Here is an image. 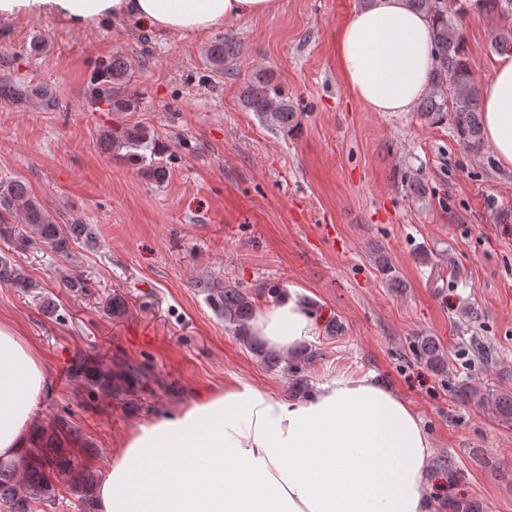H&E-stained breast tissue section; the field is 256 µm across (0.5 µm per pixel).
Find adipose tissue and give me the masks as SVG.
<instances>
[{"label": "adipose tissue", "mask_w": 512, "mask_h": 512, "mask_svg": "<svg viewBox=\"0 0 512 512\" xmlns=\"http://www.w3.org/2000/svg\"><path fill=\"white\" fill-rule=\"evenodd\" d=\"M274 0H0V17L99 29L132 20L160 34L206 32L269 13ZM340 69L375 112H410L430 90V17L409 0H364L336 34ZM484 139L512 171V54L482 90ZM321 321L292 291L250 331L286 353ZM49 385L44 361L0 324V458L27 443ZM431 440L415 409L374 376L340 375L288 402L242 380L145 420L112 455L96 512H432Z\"/></svg>", "instance_id": "1"}]
</instances>
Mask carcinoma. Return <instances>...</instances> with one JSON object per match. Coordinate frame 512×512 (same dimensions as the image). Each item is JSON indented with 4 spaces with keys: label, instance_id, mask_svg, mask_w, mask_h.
Masks as SVG:
<instances>
[{
    "label": "carcinoma",
    "instance_id": "cac0c4a2",
    "mask_svg": "<svg viewBox=\"0 0 512 512\" xmlns=\"http://www.w3.org/2000/svg\"><path fill=\"white\" fill-rule=\"evenodd\" d=\"M410 3L415 9L431 14L434 22L431 89L419 106L420 116L433 124L451 120L460 144L478 153L484 148L479 99L473 83V66L455 17L473 11L496 20L498 29L491 47L498 54L512 53V0H410ZM236 54L235 38L220 35L208 49L207 62L212 70L222 73L226 62ZM91 83L92 103L102 112H132L139 106L140 93L132 87L131 67L121 53L112 54L98 67ZM242 97L246 108L270 117L286 133L300 123L281 88L262 70L244 82ZM28 98L53 103L52 92L46 86L23 89L6 77L0 79V101L19 104ZM99 143L104 150L112 152L114 159L131 163L156 184L163 183L169 174L163 161L166 146L145 126L103 129L99 132ZM0 206L21 216L20 228L12 224L0 226V237L13 239L18 248L39 241L58 256L67 258L76 243L91 250L100 245L93 225L78 220L58 223L21 180L7 182L0 193ZM0 280L16 288L38 287L7 256H0ZM193 287L206 294L210 307L224 318L234 335L257 347L248 334V323L255 313V299L248 289L208 278L196 279ZM416 353L431 365L443 364L440 346L430 336L418 339ZM72 378L89 397L110 400L135 394L140 385L154 381L155 375L145 363L98 356L80 359L72 368ZM77 440L78 432L61 415L49 423H33L27 447L10 460L0 459V512H34L38 505L43 512H54L61 486L67 487L84 505L91 506L97 473L75 456L71 444Z\"/></svg>",
    "mask_w": 512,
    "mask_h": 512
}]
</instances>
